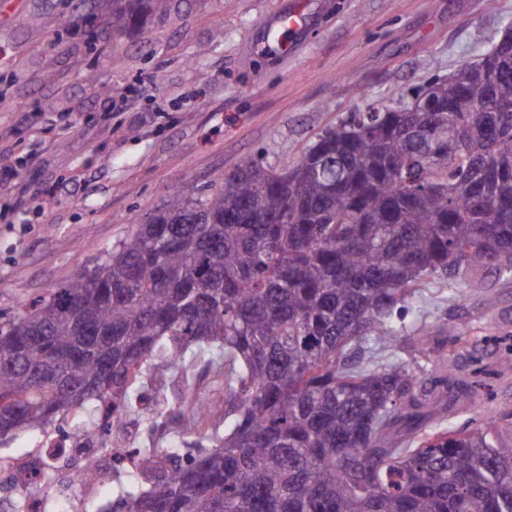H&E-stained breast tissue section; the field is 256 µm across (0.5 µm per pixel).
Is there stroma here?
Listing matches in <instances>:
<instances>
[{
    "label": "stroma",
    "mask_w": 512,
    "mask_h": 512,
    "mask_svg": "<svg viewBox=\"0 0 512 512\" xmlns=\"http://www.w3.org/2000/svg\"><path fill=\"white\" fill-rule=\"evenodd\" d=\"M296 0H169L130 32L89 0H0V319L46 295L144 223L185 185L262 157L295 165L348 113L396 106L429 77L478 60L512 25V0H316L300 45L257 49L268 21ZM108 94L96 96L90 77ZM112 111H104L105 103ZM395 327L436 332L446 364L420 362L421 382L451 371L469 402L434 429L512 421V284L434 286L395 311ZM460 325L464 335L440 333ZM102 474L79 503L60 464L40 490L56 512H112L124 472L93 446Z\"/></svg>",
    "instance_id": "1"
}]
</instances>
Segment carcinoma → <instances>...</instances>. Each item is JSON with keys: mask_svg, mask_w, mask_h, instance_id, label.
I'll list each match as a JSON object with an SVG mask.
<instances>
[{"mask_svg": "<svg viewBox=\"0 0 512 512\" xmlns=\"http://www.w3.org/2000/svg\"><path fill=\"white\" fill-rule=\"evenodd\" d=\"M167 0H112L121 32ZM410 105L367 107L297 164L250 161L191 187L48 296L0 322V440L112 396L140 418L198 363L224 403L160 407L112 512H512V423L422 438L470 386L429 389L372 350L429 283L512 280V34ZM102 425L77 427L87 443Z\"/></svg>", "mask_w": 512, "mask_h": 512, "instance_id": "cac0c4a2", "label": "carcinoma"}]
</instances>
